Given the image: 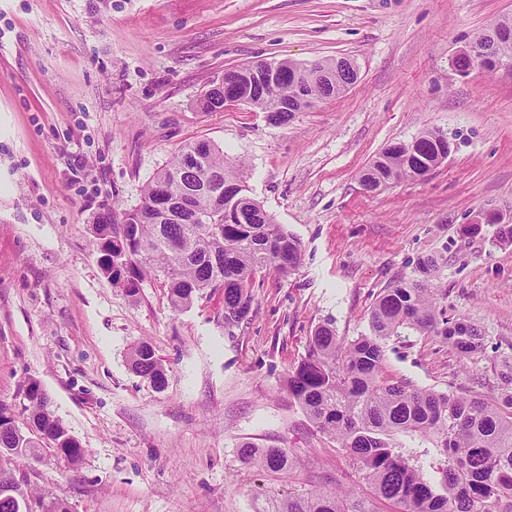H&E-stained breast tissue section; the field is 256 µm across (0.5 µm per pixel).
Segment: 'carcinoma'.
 Instances as JSON below:
<instances>
[{"mask_svg":"<svg viewBox=\"0 0 512 512\" xmlns=\"http://www.w3.org/2000/svg\"><path fill=\"white\" fill-rule=\"evenodd\" d=\"M489 49L486 71L496 60H512V17L497 20L474 38ZM285 79L249 94L251 106L269 112L281 105L297 109L303 100L321 99L327 88L355 82L348 68L329 58L310 65L282 61ZM450 141L424 131L410 141L387 145L360 171L361 183L416 179L448 157ZM94 238L112 284L135 297L142 282L158 277L173 309L183 310L208 291L224 294V328L243 321L254 301L258 275L291 274L301 263V245L283 225L246 194L244 167L207 141L183 145L171 163L145 186L139 204L116 217H98ZM432 257L417 263V275L382 289L370 309V333L350 342L328 324L316 327L305 356L286 379L289 396L320 431L347 449L375 499L400 512H512V358L498 364L501 392L492 398L459 396L414 387L384 372L390 338L408 331L435 336L460 359L484 350V337L463 319L441 317L445 292L433 279ZM132 371L156 388L166 369L153 346L137 343L129 356ZM19 404L0 401V448L11 449L0 470L19 501L0 500V512H69L61 500L44 503L28 488L20 463L52 452L73 466L86 453L50 410L41 382L27 377ZM431 441L440 464L437 479H425L395 442L398 435ZM244 462L286 473L292 460L285 448L240 447ZM265 512H375L352 490H315L274 500Z\"/></svg>","mask_w":512,"mask_h":512,"instance_id":"1","label":"carcinoma"}]
</instances>
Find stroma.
<instances>
[{
	"instance_id": "obj_1",
	"label": "stroma",
	"mask_w": 512,
	"mask_h": 512,
	"mask_svg": "<svg viewBox=\"0 0 512 512\" xmlns=\"http://www.w3.org/2000/svg\"><path fill=\"white\" fill-rule=\"evenodd\" d=\"M512 0H0V401L40 379L86 450L45 455L30 485L70 512H263L318 488L370 489L349 453L283 386L315 328L348 341L393 280L433 255L445 317L485 350L462 361L432 337L389 341L385 371L439 392L488 396L512 355V67L460 76L458 49ZM348 57L343 95L278 121L236 106L205 112L225 69L256 60ZM438 129L451 156L426 179L371 193L357 175L393 141ZM244 162L249 195L296 236L302 263L257 278L248 317L224 327V294L173 310L162 280L130 298L104 274L96 216L134 208L185 143ZM152 344L155 389L128 353ZM287 449L290 471L240 447Z\"/></svg>"
}]
</instances>
